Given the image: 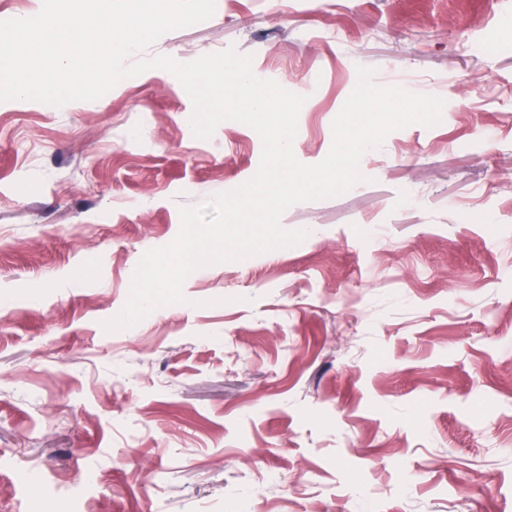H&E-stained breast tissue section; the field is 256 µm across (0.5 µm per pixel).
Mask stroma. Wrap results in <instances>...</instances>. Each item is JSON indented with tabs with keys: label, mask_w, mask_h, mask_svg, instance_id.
Wrapping results in <instances>:
<instances>
[{
	"label": "stroma",
	"mask_w": 512,
	"mask_h": 512,
	"mask_svg": "<svg viewBox=\"0 0 512 512\" xmlns=\"http://www.w3.org/2000/svg\"><path fill=\"white\" fill-rule=\"evenodd\" d=\"M235 48L302 95L304 164L357 83L444 99L288 208L300 245L212 265L105 332L181 207L257 172L177 78L0 102V512H512V0H215L135 59Z\"/></svg>",
	"instance_id": "stroma-1"
}]
</instances>
